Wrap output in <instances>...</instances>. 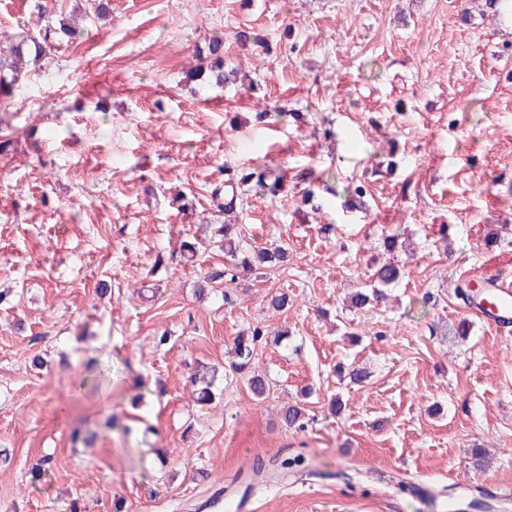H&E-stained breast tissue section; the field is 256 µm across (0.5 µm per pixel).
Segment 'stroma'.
Here are the masks:
<instances>
[{
  "label": "stroma",
  "mask_w": 512,
  "mask_h": 512,
  "mask_svg": "<svg viewBox=\"0 0 512 512\" xmlns=\"http://www.w3.org/2000/svg\"><path fill=\"white\" fill-rule=\"evenodd\" d=\"M64 22L0 129V512H512V334L456 293L512 279V0H0L9 38ZM213 38L237 79L188 80ZM255 165L288 183L239 238L288 261L204 293ZM257 327L263 398L228 374ZM282 181V172L275 173L261 165L255 166L253 171L244 174L238 182H235L233 178H228L224 182V188H230L233 195L231 200L224 202V214L236 211L238 204L243 203L244 198H246L244 196L251 191L252 183L255 187H259L266 192L274 194L281 188Z\"/></svg>",
  "instance_id": "stroma-1"
}]
</instances>
